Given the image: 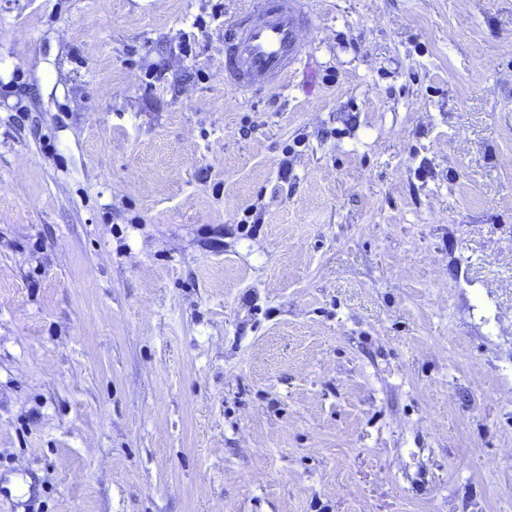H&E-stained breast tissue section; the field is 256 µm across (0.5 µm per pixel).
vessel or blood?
<instances>
[{"mask_svg": "<svg viewBox=\"0 0 512 512\" xmlns=\"http://www.w3.org/2000/svg\"><path fill=\"white\" fill-rule=\"evenodd\" d=\"M302 0H244L224 42V75L242 91L284 84L301 48Z\"/></svg>", "mask_w": 512, "mask_h": 512, "instance_id": "obj_1", "label": "vessel or blood"}]
</instances>
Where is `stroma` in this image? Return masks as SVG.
Listing matches in <instances>:
<instances>
[{
  "label": "stroma",
  "mask_w": 512,
  "mask_h": 512,
  "mask_svg": "<svg viewBox=\"0 0 512 512\" xmlns=\"http://www.w3.org/2000/svg\"><path fill=\"white\" fill-rule=\"evenodd\" d=\"M241 4L0 0V512H512V0ZM304 0H246L224 42V75L242 91L285 84L301 48L299 4Z\"/></svg>",
  "instance_id": "stroma-1"
}]
</instances>
